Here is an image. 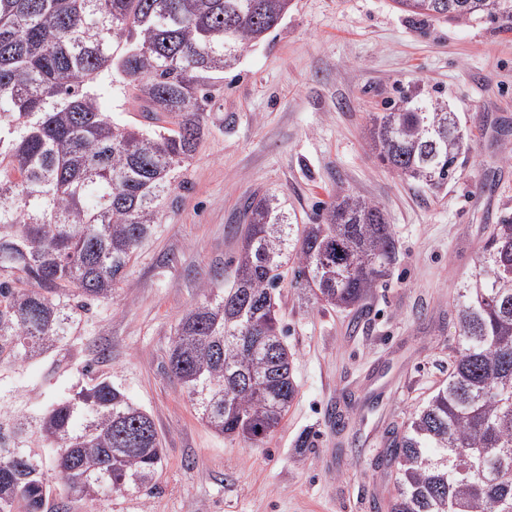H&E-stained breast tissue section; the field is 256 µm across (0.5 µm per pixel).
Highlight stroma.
<instances>
[{
    "label": "stroma",
    "mask_w": 512,
    "mask_h": 512,
    "mask_svg": "<svg viewBox=\"0 0 512 512\" xmlns=\"http://www.w3.org/2000/svg\"><path fill=\"white\" fill-rule=\"evenodd\" d=\"M418 90L446 101L469 134L454 178L437 191L399 177L369 148L371 113ZM340 188L385 211L398 243L390 276L359 312L304 302L283 283L276 302L297 396L264 447L215 434L168 370L179 318L227 271L252 194L275 193L294 223L313 224ZM504 220L512 31L414 19L393 0H292L217 86L207 132L111 300L83 314L57 370L25 364L0 378V407L70 396L92 364L152 415L164 449L152 494L75 500L70 512H375L393 492L376 465L387 433L447 378L459 285ZM305 433L309 447H296Z\"/></svg>",
    "instance_id": "stroma-1"
}]
</instances>
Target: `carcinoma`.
Returning <instances> with one entry per match:
<instances>
[{"mask_svg": "<svg viewBox=\"0 0 512 512\" xmlns=\"http://www.w3.org/2000/svg\"><path fill=\"white\" fill-rule=\"evenodd\" d=\"M415 18L512 25V0H394ZM291 0H0V376L64 349L80 312L112 298L206 133L212 88L288 14ZM153 129L103 112L104 79ZM467 133L448 104L404 95L370 117L377 159L437 190ZM321 221L279 198L245 206L230 286L179 319L168 368L225 437L264 445L297 394L276 308L286 277L307 300L362 307L397 242L384 211L339 190ZM443 383L381 465L387 512H512V221L493 225L456 303ZM152 416L99 375L46 407L0 413V512H67L72 500L154 487Z\"/></svg>", "mask_w": 512, "mask_h": 512, "instance_id": "obj_1", "label": "carcinoma"}]
</instances>
